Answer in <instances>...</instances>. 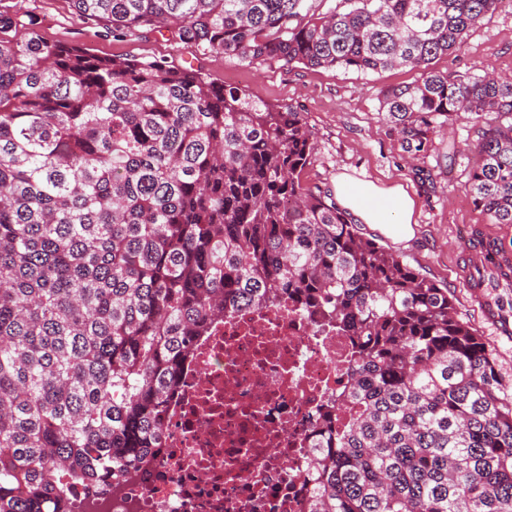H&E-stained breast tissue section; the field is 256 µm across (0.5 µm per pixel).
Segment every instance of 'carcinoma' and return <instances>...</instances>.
Listing matches in <instances>:
<instances>
[{
	"label": "carcinoma",
	"mask_w": 512,
	"mask_h": 512,
	"mask_svg": "<svg viewBox=\"0 0 512 512\" xmlns=\"http://www.w3.org/2000/svg\"><path fill=\"white\" fill-rule=\"evenodd\" d=\"M113 35L419 79L379 91L416 159L481 124L466 191L512 224V80L433 68L506 0H70ZM315 142L162 59L103 57L0 11V512H68L149 468L182 366L224 314L289 302L357 339L309 512H512V393L448 289L302 183Z\"/></svg>",
	"instance_id": "obj_1"
}]
</instances>
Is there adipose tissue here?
Masks as SVG:
<instances>
[{"mask_svg":"<svg viewBox=\"0 0 512 512\" xmlns=\"http://www.w3.org/2000/svg\"><path fill=\"white\" fill-rule=\"evenodd\" d=\"M335 190L338 201L355 220L409 233L414 201L402 186L383 187L343 174L337 177Z\"/></svg>","mask_w":512,"mask_h":512,"instance_id":"ef3b65f1","label":"adipose tissue"}]
</instances>
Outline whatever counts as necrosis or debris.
Instances as JSON below:
<instances>
[{
	"instance_id": "necrosis-or-debris-1",
	"label": "necrosis or debris",
	"mask_w": 512,
	"mask_h": 512,
	"mask_svg": "<svg viewBox=\"0 0 512 512\" xmlns=\"http://www.w3.org/2000/svg\"><path fill=\"white\" fill-rule=\"evenodd\" d=\"M352 337L297 307L227 314L184 364L150 473L75 512H307L314 441Z\"/></svg>"
}]
</instances>
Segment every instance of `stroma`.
<instances>
[{
	"mask_svg": "<svg viewBox=\"0 0 512 512\" xmlns=\"http://www.w3.org/2000/svg\"><path fill=\"white\" fill-rule=\"evenodd\" d=\"M0 9L33 15L37 31L51 42L79 45L105 57L191 63L202 67L210 79L254 93L268 103L297 106L315 141V150L302 173L303 183L330 191L337 175L347 173L385 187L403 186L415 201L411 234L398 237L369 224L359 225L360 234L375 239L447 288L459 316L482 338L504 383L512 386V324L495 327L481 312L482 300L495 302L500 295L492 288L484 298L473 297L461 275L468 227H484L504 249L512 251V224L490 223L465 189L477 162L474 144L479 127L468 120L454 122L434 134L427 153L413 162L379 109L381 88L414 83L418 71L399 68L362 73L298 64L287 67L269 61L251 64L221 53L203 56L156 32L112 35L78 16L69 0H0ZM434 66L455 74L496 72L512 77V4L487 16L460 49L440 57ZM452 148L457 156L451 162L447 153ZM418 167L428 172V180L415 176Z\"/></svg>",
	"mask_w": 512,
	"mask_h": 512,
	"instance_id": "stroma-1",
	"label": "stroma"
}]
</instances>
